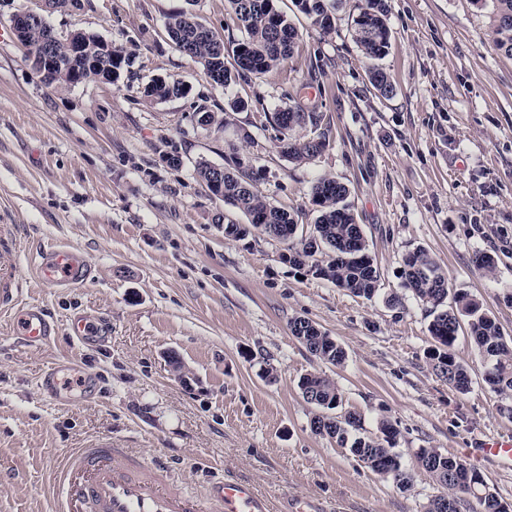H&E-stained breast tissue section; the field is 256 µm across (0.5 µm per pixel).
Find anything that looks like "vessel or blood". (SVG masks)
<instances>
[{
    "label": "vessel or blood",
    "mask_w": 512,
    "mask_h": 512,
    "mask_svg": "<svg viewBox=\"0 0 512 512\" xmlns=\"http://www.w3.org/2000/svg\"><path fill=\"white\" fill-rule=\"evenodd\" d=\"M11 227L0 225V311L10 314L16 335L30 344L55 335L41 305L23 303L27 286L17 271L16 249L4 246ZM36 275L46 288H81L91 278V268L72 247L42 251ZM67 333L84 343L98 341L103 327L90 316L70 318ZM469 461H496L512 468V439L486 437L466 449ZM56 512H269V506L252 486L224 480L211 486L207 496L185 492L173 482L164 465L130 454L111 443L98 442L71 454L54 474Z\"/></svg>",
    "instance_id": "vessel-or-blood-1"
}]
</instances>
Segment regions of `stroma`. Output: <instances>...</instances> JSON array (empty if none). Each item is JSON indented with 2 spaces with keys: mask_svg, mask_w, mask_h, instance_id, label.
I'll use <instances>...</instances> for the list:
<instances>
[{
  "mask_svg": "<svg viewBox=\"0 0 512 512\" xmlns=\"http://www.w3.org/2000/svg\"><path fill=\"white\" fill-rule=\"evenodd\" d=\"M365 4L342 0L326 33L278 0L300 34L293 56L223 87L177 49L166 22L185 10L239 38L227 0H0V224L19 247L24 299L60 327L81 313L112 326L98 345L60 330L32 346L0 315V512H53L55 467L99 441L169 466L192 493L246 482L270 512H293L297 501L307 512H424L445 489L418 468V449L456 458L479 438L512 435L467 333L453 352L469 392L433 372L431 318L401 278L406 253L428 251L450 288L473 295L512 337V59L493 45L487 0H388L390 46L378 65L394 92L382 96L354 38ZM24 8L43 12L59 36L112 42L131 72L112 83L45 82L11 29ZM156 78L182 82L186 96L146 100ZM201 107L225 115L224 129L197 126ZM289 107L330 119L329 143L311 161L291 162L277 146L266 116ZM165 140L180 166L161 160ZM237 157L260 167L262 195L307 225L316 180L346 185L380 274L377 296L289 265L282 241L225 237L217 218L228 207L195 166ZM53 245L83 253L85 287H33V258ZM479 252L494 256V272L475 265ZM297 318L336 340L345 362L312 355L291 332ZM61 361L94 390L64 383L68 403L50 400L40 382ZM307 373L336 382L342 411L360 413L365 434L383 421L399 429L410 489L312 431L318 410L297 386Z\"/></svg>",
  "mask_w": 512,
  "mask_h": 512,
  "instance_id": "1",
  "label": "stroma"
}]
</instances>
